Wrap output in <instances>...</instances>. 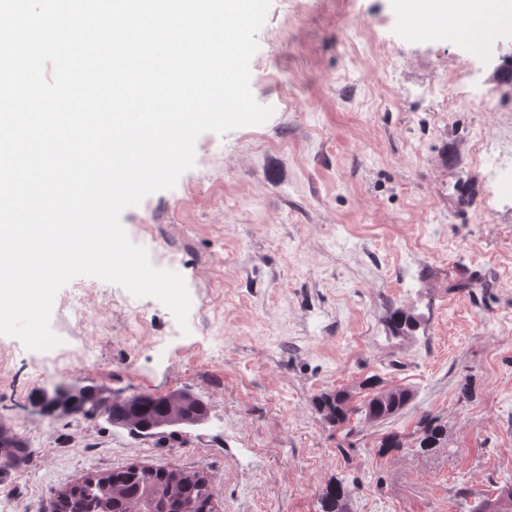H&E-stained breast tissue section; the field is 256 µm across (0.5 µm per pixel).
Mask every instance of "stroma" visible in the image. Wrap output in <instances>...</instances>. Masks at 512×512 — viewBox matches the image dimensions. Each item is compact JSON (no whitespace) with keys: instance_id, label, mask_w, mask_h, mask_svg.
<instances>
[{"instance_id":"35a3bbf8","label":"stroma","mask_w":512,"mask_h":512,"mask_svg":"<svg viewBox=\"0 0 512 512\" xmlns=\"http://www.w3.org/2000/svg\"><path fill=\"white\" fill-rule=\"evenodd\" d=\"M257 40L250 90L269 119L202 133L175 188L121 214L153 266L175 255L188 332L149 297L138 328L130 292L101 280L83 295L77 277L51 317L66 370L0 335V423L27 447L20 463L0 448V512H49L86 474L132 462L205 468L217 512H319L336 482L347 512H468L512 483V170L496 154L473 161L478 133L512 153V87L495 80L512 31L474 54L413 35L396 0H272ZM464 60L469 99L452 109L448 75ZM76 296L93 336L67 307ZM397 310L417 327L392 334ZM371 378L411 401L383 423L338 425L318 408L339 389L360 404ZM60 385L185 391L207 414L140 436L44 410ZM424 415L448 430L430 453L417 447ZM390 431L402 450H380Z\"/></svg>"}]
</instances>
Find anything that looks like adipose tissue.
I'll list each match as a JSON object with an SVG mask.
<instances>
[{"mask_svg": "<svg viewBox=\"0 0 512 512\" xmlns=\"http://www.w3.org/2000/svg\"><path fill=\"white\" fill-rule=\"evenodd\" d=\"M401 5L415 21L433 15L435 30L442 35L448 32L446 20H462V33L475 53L493 36L512 29V0H401Z\"/></svg>", "mask_w": 512, "mask_h": 512, "instance_id": "ef3b65f1", "label": "adipose tissue"}]
</instances>
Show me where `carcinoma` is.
Instances as JSON below:
<instances>
[{"mask_svg":"<svg viewBox=\"0 0 512 512\" xmlns=\"http://www.w3.org/2000/svg\"><path fill=\"white\" fill-rule=\"evenodd\" d=\"M415 318L404 311L392 313L389 330L399 333L416 326ZM372 394L358 408L349 405L344 391L326 393L320 406L327 417L343 424L353 413H361L372 421L386 420L402 410L411 400V392L401 387H384L370 382ZM135 408L137 417L123 419L122 426L133 433L151 435L157 429L173 425L187 404L180 396L165 398L143 393L121 401H111L107 419ZM418 447L422 451L440 448L446 440V428L427 415L419 420ZM215 498L210 476L203 468L154 469L132 463L103 476H88L71 486L65 498L64 512H201V505ZM321 512H345V490L336 483L326 488L320 500ZM470 512H512V486H504L493 501H480Z\"/></svg>","mask_w":512,"mask_h":512,"instance_id":"1","label":"carcinoma"}]
</instances>
